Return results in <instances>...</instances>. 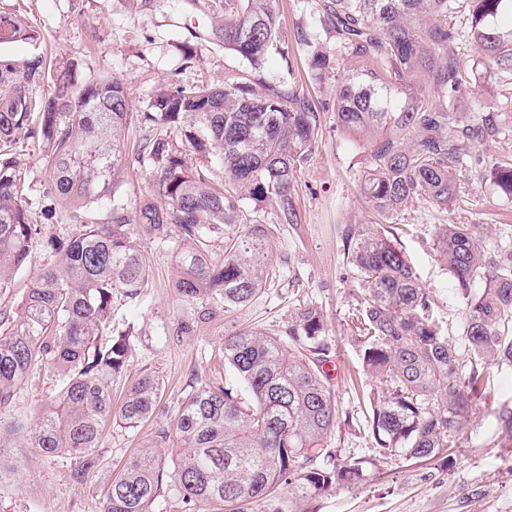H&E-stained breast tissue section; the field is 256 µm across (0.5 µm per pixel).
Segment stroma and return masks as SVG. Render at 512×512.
<instances>
[{
  "label": "stroma",
  "mask_w": 512,
  "mask_h": 512,
  "mask_svg": "<svg viewBox=\"0 0 512 512\" xmlns=\"http://www.w3.org/2000/svg\"><path fill=\"white\" fill-rule=\"evenodd\" d=\"M275 9L287 53L269 56L265 77L302 87L314 102L328 100L334 84L320 86L312 81L298 41L301 31L316 29L311 0H275ZM0 12L24 20L39 34L34 46L24 41L0 45L1 56L19 63L37 48L50 69L77 62L80 81L104 74L122 77L136 111L170 79L186 85L220 84L225 74L243 67L210 35L222 16L216 0H182L177 11L166 0H152L147 6L129 0H0ZM190 39L195 40L198 53L188 60L181 44ZM318 123L312 153L296 178L300 221L278 225L275 234L270 254L277 272L274 283L231 317L198 324L189 335H176L182 306L171 286L172 255L152 238L140 237L149 277L141 302L120 298L114 303L116 320L132 336L124 368L112 381V402L120 404L132 382L153 373L163 389L155 413L138 429L110 426L104 430L98 444L101 468L83 486L70 481L68 458L50 460L27 448L31 473L22 481L0 478V512H102L109 479L129 456L150 443L157 429L170 424L191 377L217 368L225 332L234 328L280 332L287 328L288 309L298 299L311 302L324 315L332 347L324 369L349 414L331 446L341 459L363 458L368 466L364 480L298 503L297 512H512V435L499 420L503 412L512 410V367L493 369L491 387L467 432L468 443L452 458L370 464L376 452L364 433V396L372 382L363 371L347 325L353 281L340 236L344 225L372 224L377 217L357 181L366 159L364 146L339 130L335 113L319 111ZM15 152L30 186L32 211L48 209L50 203L43 196L47 174L38 148L22 139ZM437 224L488 225L486 243L494 246L500 242V225H512V201L500 199L493 185L473 172L463 202L446 210L414 202L384 227L386 235L405 250L420 283L433 296L438 322L457 337L464 302L436 258L432 232ZM51 389V383L37 378L22 382L13 403L0 409V422L34 420Z\"/></svg>",
  "instance_id": "stroma-1"
}]
</instances>
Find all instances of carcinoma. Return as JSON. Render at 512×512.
Listing matches in <instances>:
<instances>
[{
  "instance_id": "obj_1",
  "label": "carcinoma",
  "mask_w": 512,
  "mask_h": 512,
  "mask_svg": "<svg viewBox=\"0 0 512 512\" xmlns=\"http://www.w3.org/2000/svg\"><path fill=\"white\" fill-rule=\"evenodd\" d=\"M273 0H224L211 30L245 69L224 84L185 86L173 78L130 111L126 81L101 75L82 85L73 61L56 70L44 98L30 88L46 58L0 59V295L14 289L33 247L55 260L29 283L17 308L0 309V408L32 373L59 377L33 426L0 425V447L17 437L45 458L74 460L70 479L92 480L105 427L136 429L153 416L162 393L146 374L112 408L130 331L112 323L117 295L138 301L148 262L141 232L172 254V288L185 306L176 331L242 309L265 290L277 224L299 221L294 183L318 135L317 113L303 90L263 79L267 56L284 54ZM466 10L478 56L463 61L460 33L448 16ZM315 19L336 47L303 35L317 82L336 80L325 109L337 126L367 141L358 182L376 214L394 219L409 203L454 206L474 148L504 134L500 113L512 104V0H319ZM36 32L0 14V45ZM262 86L257 91L256 86ZM474 89L471 107L459 94ZM135 121L150 131L129 152L122 132ZM42 145L49 171L43 194L80 230L69 239L46 233L28 209L25 176L11 153L19 137ZM203 159L188 162V153ZM143 170L159 202L130 212L116 195L119 178ZM490 179L512 200V156L490 166ZM271 211L274 223H254ZM245 224L243 232L227 231ZM485 224L434 225V250L465 300L461 342L434 318L435 302L407 255L369 224L341 236L351 269L352 341L365 373L368 432L378 462L435 459L462 447L486 395L491 369L512 366V250L486 248ZM225 239L224 257L210 243ZM329 345L318 308L291 307L288 328H254L224 336L225 372L195 375L171 426L128 461L109 484L104 512H283L282 499H312L364 477L366 461L342 460L330 447L347 414L323 370ZM469 364L459 371L460 355ZM182 451L162 453L171 436ZM28 463L0 458V473L21 477Z\"/></svg>"
}]
</instances>
